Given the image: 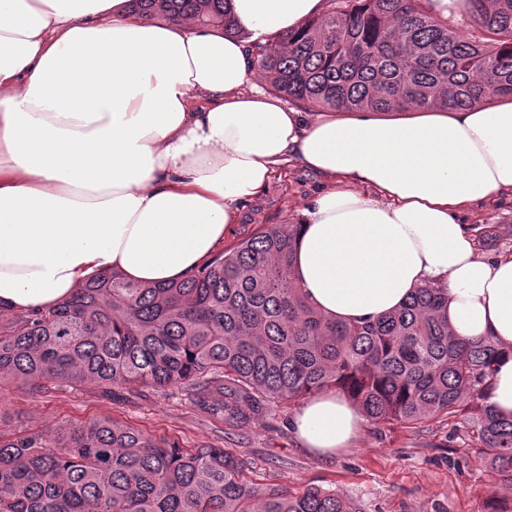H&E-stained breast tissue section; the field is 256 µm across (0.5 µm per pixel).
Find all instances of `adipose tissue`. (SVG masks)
Returning a JSON list of instances; mask_svg holds the SVG:
<instances>
[{
    "instance_id": "ef3b65f1",
    "label": "adipose tissue",
    "mask_w": 512,
    "mask_h": 512,
    "mask_svg": "<svg viewBox=\"0 0 512 512\" xmlns=\"http://www.w3.org/2000/svg\"><path fill=\"white\" fill-rule=\"evenodd\" d=\"M238 35L135 18L130 0H0V307L54 306L98 273L145 284L192 274L287 157L328 185L304 210L294 276L324 315L373 318L416 288L503 354L486 396L512 418V253L479 255L466 206L512 192V100L461 110L323 113L261 93L249 44L323 0H229ZM107 24H99L103 14ZM208 106L196 109V94ZM336 391L293 426L332 454L363 431Z\"/></svg>"
}]
</instances>
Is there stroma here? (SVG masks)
<instances>
[{
	"label": "stroma",
	"mask_w": 512,
	"mask_h": 512,
	"mask_svg": "<svg viewBox=\"0 0 512 512\" xmlns=\"http://www.w3.org/2000/svg\"><path fill=\"white\" fill-rule=\"evenodd\" d=\"M322 184L321 176L289 158L259 195L242 203L224 248L268 225L300 223ZM462 221L478 235L499 226L500 240L479 245L480 254L512 252L511 195L472 206ZM294 414V407L281 402L260 423L232 429L201 412L177 388L126 389L116 400L91 384H60L43 392L19 381L0 386V429L12 433L109 417L185 448L233 449L247 460L249 478L293 491L311 484L333 490L352 512H507L512 507V482L482 463L474 447L477 427L463 417H434L417 428L368 422L352 447L322 457L293 433Z\"/></svg>",
	"instance_id": "stroma-1"
}]
</instances>
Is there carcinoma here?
I'll return each mask as SVG.
<instances>
[{
    "mask_svg": "<svg viewBox=\"0 0 512 512\" xmlns=\"http://www.w3.org/2000/svg\"><path fill=\"white\" fill-rule=\"evenodd\" d=\"M151 20L193 19L238 33L228 0H131ZM332 8L255 47L272 91L342 112L464 109L512 96V0H468L475 37L424 0H330ZM298 224L269 226L184 280L139 285L117 273L64 302L0 308V383L35 391L91 383L189 391L232 428L334 389L371 422L414 428L468 411L483 462L512 480V419L485 390L499 349L463 342L441 288L346 323L323 316L293 278ZM0 512H349L334 491L259 486L230 448H182L113 418L0 432Z\"/></svg>",
    "mask_w": 512,
    "mask_h": 512,
    "instance_id": "1",
    "label": "carcinoma"
}]
</instances>
